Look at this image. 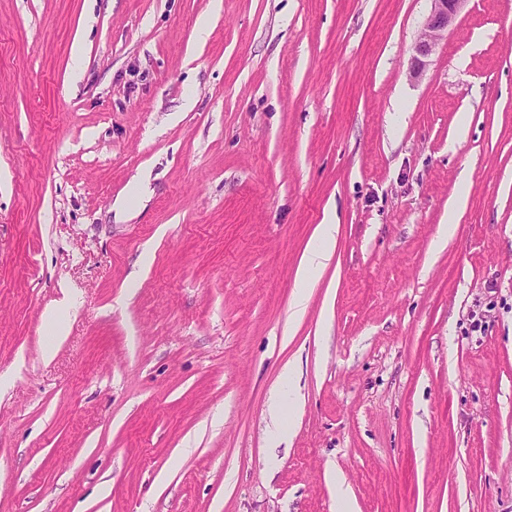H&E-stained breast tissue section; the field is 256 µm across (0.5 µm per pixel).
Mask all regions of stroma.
Instances as JSON below:
<instances>
[{
    "label": "stroma",
    "instance_id": "obj_1",
    "mask_svg": "<svg viewBox=\"0 0 512 512\" xmlns=\"http://www.w3.org/2000/svg\"><path fill=\"white\" fill-rule=\"evenodd\" d=\"M430 9L0 0V512H512V0ZM432 7L424 24V32L412 47L409 76L419 77L436 52L441 40L448 36L467 0H431ZM338 224L332 221L319 224L314 241L308 246L299 272L298 290L295 294L294 305L298 311L305 308L308 290L312 288L311 274L323 269L331 253L335 249Z\"/></svg>",
    "mask_w": 512,
    "mask_h": 512
}]
</instances>
